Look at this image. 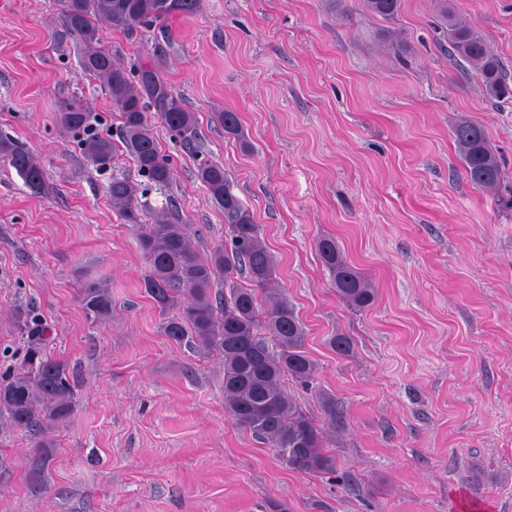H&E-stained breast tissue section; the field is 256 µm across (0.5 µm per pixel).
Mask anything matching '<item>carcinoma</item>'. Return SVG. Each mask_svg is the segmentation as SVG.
<instances>
[{
    "mask_svg": "<svg viewBox=\"0 0 512 512\" xmlns=\"http://www.w3.org/2000/svg\"><path fill=\"white\" fill-rule=\"evenodd\" d=\"M363 3L369 12L385 19L401 8V0ZM436 4L448 32L449 53L479 76L490 98L511 100L512 87L503 63L481 33L456 18L448 0H436ZM61 6L66 28L83 45L80 65L101 83L118 112L123 152L132 158L139 176L156 189L169 187L173 171L154 135L152 118L158 117L171 137L189 145L197 136L194 115L147 63L130 69L115 64L102 46L99 31L105 25L133 31L174 14L190 16L198 0H61ZM217 120L224 133L247 145L236 113L219 112ZM58 121L68 130L84 133L77 145L87 164L97 170L112 165L116 144L112 135L97 132L98 113L71 98L61 103ZM452 135L472 185L482 190L498 188L501 161L484 127L461 120ZM0 159L34 193L45 191L43 170L18 141L0 135ZM196 176L224 212V248L215 250L209 261H199L186 226L170 211L139 238L149 262L145 292L161 313L176 311L162 323L163 334L174 343L185 342L224 358V406L234 424L273 449L288 469L314 475L333 473L335 461L325 448L322 430L281 387L285 376L310 384L315 364L304 350V324L283 294L277 260L261 239L253 213L233 193L224 167L203 159L197 164ZM107 190L127 223H142L150 207L139 200L147 193L141 184L114 177ZM316 249L343 302L357 311L375 302L374 288L346 261L335 238H320ZM221 277L226 288L222 303L212 295L213 284ZM81 304L94 323L112 316V296L97 283L81 289ZM45 332L40 324L31 329L22 362L0 378V410L7 412L14 427L38 434L69 419L76 403L67 363L47 353Z\"/></svg>",
    "mask_w": 512,
    "mask_h": 512,
    "instance_id": "carcinoma-1",
    "label": "carcinoma"
}]
</instances>
